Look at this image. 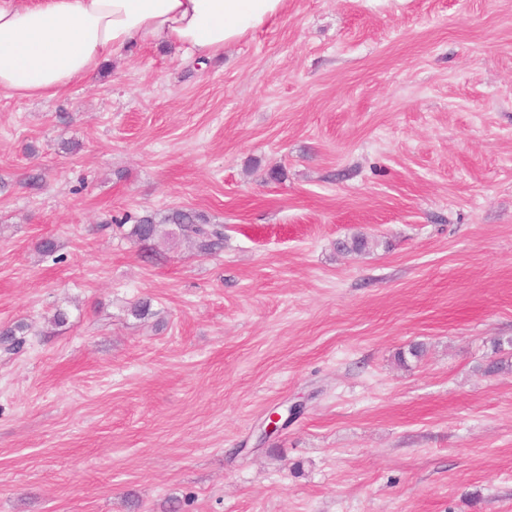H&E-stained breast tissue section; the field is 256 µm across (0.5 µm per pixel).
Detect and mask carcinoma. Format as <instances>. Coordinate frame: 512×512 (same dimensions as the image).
Instances as JSON below:
<instances>
[{"mask_svg":"<svg viewBox=\"0 0 512 512\" xmlns=\"http://www.w3.org/2000/svg\"><path fill=\"white\" fill-rule=\"evenodd\" d=\"M172 224L182 238L195 244L203 254H217L224 249V230L218 224H210L201 216L188 210L176 209L163 216L146 215L139 218L129 232L138 243H148L166 234L163 225ZM374 242L358 235L340 243V248L350 253L362 254L372 248ZM23 326L0 330V346L15 351L23 344Z\"/></svg>","mask_w":512,"mask_h":512,"instance_id":"cac0c4a2","label":"carcinoma"}]
</instances>
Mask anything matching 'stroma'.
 <instances>
[{"label": "stroma", "instance_id": "35a3bbf8", "mask_svg": "<svg viewBox=\"0 0 512 512\" xmlns=\"http://www.w3.org/2000/svg\"><path fill=\"white\" fill-rule=\"evenodd\" d=\"M174 209L223 252L129 237ZM18 324L0 512H512V0H288L0 92Z\"/></svg>", "mask_w": 512, "mask_h": 512}]
</instances>
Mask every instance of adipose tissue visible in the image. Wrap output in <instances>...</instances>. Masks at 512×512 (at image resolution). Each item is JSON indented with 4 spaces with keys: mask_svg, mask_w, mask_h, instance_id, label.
I'll use <instances>...</instances> for the list:
<instances>
[{
    "mask_svg": "<svg viewBox=\"0 0 512 512\" xmlns=\"http://www.w3.org/2000/svg\"><path fill=\"white\" fill-rule=\"evenodd\" d=\"M287 0H0V91L52 98L134 45L198 61L282 15Z\"/></svg>",
    "mask_w": 512,
    "mask_h": 512,
    "instance_id": "obj_1",
    "label": "adipose tissue"
}]
</instances>
